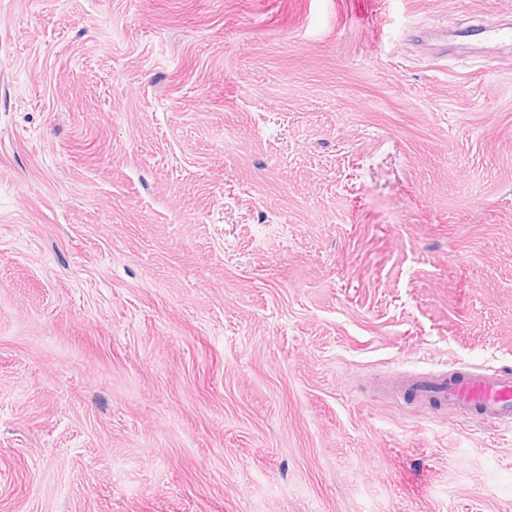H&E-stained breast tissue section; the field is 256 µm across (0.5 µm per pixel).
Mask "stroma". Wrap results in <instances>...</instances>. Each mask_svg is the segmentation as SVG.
<instances>
[{
    "label": "stroma",
    "instance_id": "35a3bbf8",
    "mask_svg": "<svg viewBox=\"0 0 512 512\" xmlns=\"http://www.w3.org/2000/svg\"><path fill=\"white\" fill-rule=\"evenodd\" d=\"M512 0H0V512H512ZM467 33L459 32L456 37L481 45L485 57L495 59L505 46L512 45V23L499 21L471 26ZM471 37V39H467ZM408 390L421 399H436L482 423L512 426V374L457 369L438 378L418 377Z\"/></svg>",
    "mask_w": 512,
    "mask_h": 512
}]
</instances>
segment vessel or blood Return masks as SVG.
Here are the masks:
<instances>
[{"instance_id": "1", "label": "vessel or blood", "mask_w": 512, "mask_h": 512, "mask_svg": "<svg viewBox=\"0 0 512 512\" xmlns=\"http://www.w3.org/2000/svg\"><path fill=\"white\" fill-rule=\"evenodd\" d=\"M485 57L496 58L512 45V23L499 21L471 26L467 32ZM409 388L421 399L437 400L450 409L473 416L480 422L512 426V374L457 369L438 378L419 377Z\"/></svg>"}]
</instances>
